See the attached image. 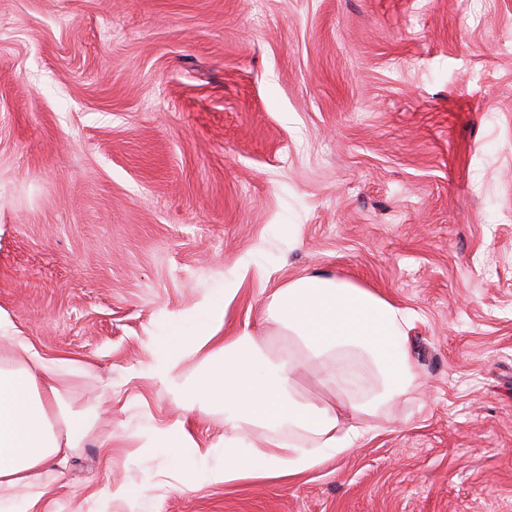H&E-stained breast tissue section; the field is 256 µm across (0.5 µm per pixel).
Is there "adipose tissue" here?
Segmentation results:
<instances>
[{
    "mask_svg": "<svg viewBox=\"0 0 512 512\" xmlns=\"http://www.w3.org/2000/svg\"><path fill=\"white\" fill-rule=\"evenodd\" d=\"M203 328L184 335V320L152 350V370L187 413L224 410V464L211 479H286L350 452L372 419L415 384L407 343L412 314L370 289L316 274L275 289L265 301L264 331L243 324L221 335L226 309L198 305ZM197 375H184L187 358ZM318 372L330 400L301 396L300 363ZM61 359L41 355L23 336L0 335V512H23L42 495L44 465L66 462L98 413L64 399Z\"/></svg>",
    "mask_w": 512,
    "mask_h": 512,
    "instance_id": "obj_1",
    "label": "adipose tissue"
}]
</instances>
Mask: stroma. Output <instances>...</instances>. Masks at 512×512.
<instances>
[{"mask_svg": "<svg viewBox=\"0 0 512 512\" xmlns=\"http://www.w3.org/2000/svg\"><path fill=\"white\" fill-rule=\"evenodd\" d=\"M413 314L418 386L285 480L178 489L168 315L303 275ZM0 317L99 424L32 512H512V0H0ZM111 441L104 460L102 441ZM133 494L136 498L141 500V503H146L149 500V495L146 489H139L135 491L129 490L124 484H115L112 488V484L109 489L99 497V508L93 512H109L112 499L115 497H125L128 494Z\"/></svg>", "mask_w": 512, "mask_h": 512, "instance_id": "obj_1", "label": "stroma"}]
</instances>
